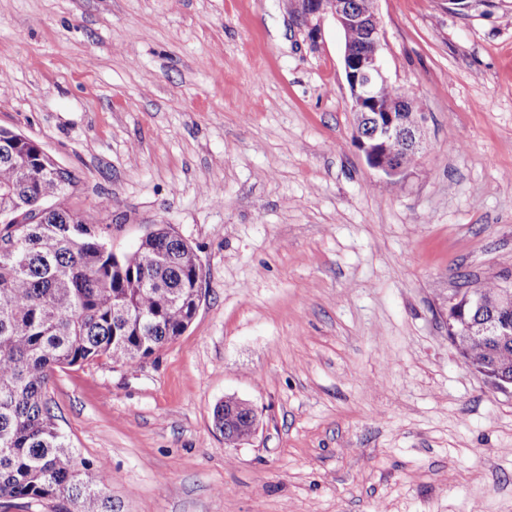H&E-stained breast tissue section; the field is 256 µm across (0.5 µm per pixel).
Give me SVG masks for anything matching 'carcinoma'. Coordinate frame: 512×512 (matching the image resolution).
<instances>
[{
    "label": "carcinoma",
    "mask_w": 512,
    "mask_h": 512,
    "mask_svg": "<svg viewBox=\"0 0 512 512\" xmlns=\"http://www.w3.org/2000/svg\"><path fill=\"white\" fill-rule=\"evenodd\" d=\"M73 174L19 133L0 129V210L31 224L0 223V501L57 500L59 512H114L107 475L78 468L47 397L53 371L99 357L134 367L192 323L202 267L194 248L159 225L118 255L98 232V212L64 204ZM470 367L512 372V346L472 343ZM238 443L249 408L229 421Z\"/></svg>",
    "instance_id": "carcinoma-1"
}]
</instances>
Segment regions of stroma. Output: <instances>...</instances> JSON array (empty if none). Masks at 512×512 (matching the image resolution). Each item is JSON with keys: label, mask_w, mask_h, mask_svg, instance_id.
<instances>
[{"label": "stroma", "mask_w": 512, "mask_h": 512, "mask_svg": "<svg viewBox=\"0 0 512 512\" xmlns=\"http://www.w3.org/2000/svg\"><path fill=\"white\" fill-rule=\"evenodd\" d=\"M427 114L402 188L353 143L331 15L298 0H0V128L36 141L115 253L195 249L187 330L133 368L56 371L114 512H512V395L451 299L512 285V0H378ZM258 412L224 444L215 406Z\"/></svg>", "instance_id": "35a3bbf8"}]
</instances>
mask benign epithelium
Here are the masks:
<instances>
[{"label":"benign epithelium","mask_w":512,"mask_h":512,"mask_svg":"<svg viewBox=\"0 0 512 512\" xmlns=\"http://www.w3.org/2000/svg\"><path fill=\"white\" fill-rule=\"evenodd\" d=\"M306 16L329 14L345 35L343 68L351 112L362 123L354 127L353 141L367 164L390 181L404 178L409 159L423 149L425 113L409 96L385 98L392 85L384 67L385 39L376 13L354 8L349 0H300ZM512 286L499 289V303L484 306L479 293L468 292L448 306V335L512 342Z\"/></svg>","instance_id":"benign-epithelium-1"}]
</instances>
